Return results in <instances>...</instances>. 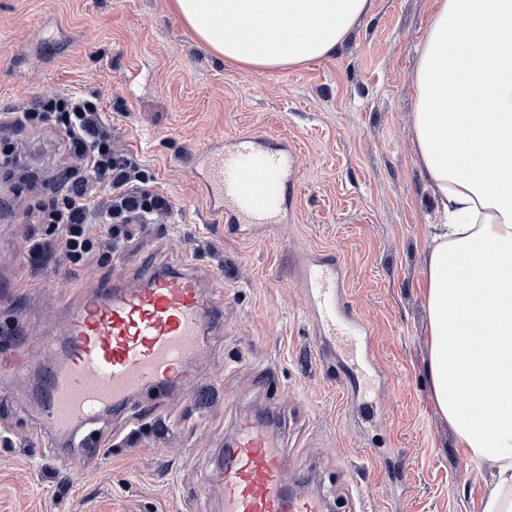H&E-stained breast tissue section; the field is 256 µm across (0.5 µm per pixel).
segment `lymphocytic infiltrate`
<instances>
[{
	"label": "lymphocytic infiltrate",
	"instance_id": "obj_1",
	"mask_svg": "<svg viewBox=\"0 0 512 512\" xmlns=\"http://www.w3.org/2000/svg\"><path fill=\"white\" fill-rule=\"evenodd\" d=\"M51 119L64 129L68 148L82 165L59 171L62 193L38 209L39 222L53 227L52 238L34 244L31 252L40 260L63 257L84 263L95 257L94 242L120 249L129 238V225L149 222L169 202L147 191L140 164L113 148L96 103L73 93L50 96L38 109L18 113L13 121L38 127ZM98 209L103 212L100 223H90L89 214Z\"/></svg>",
	"mask_w": 512,
	"mask_h": 512
}]
</instances>
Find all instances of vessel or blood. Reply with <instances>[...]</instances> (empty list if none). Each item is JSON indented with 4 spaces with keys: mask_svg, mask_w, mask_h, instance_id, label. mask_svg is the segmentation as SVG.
I'll return each instance as SVG.
<instances>
[{
    "mask_svg": "<svg viewBox=\"0 0 512 512\" xmlns=\"http://www.w3.org/2000/svg\"><path fill=\"white\" fill-rule=\"evenodd\" d=\"M191 166L210 213L228 228L270 229L287 221L298 180L296 147L287 138L219 139L193 152ZM297 284L319 341L345 350L338 364L352 396H359L364 378L383 381L371 353L373 329L349 301L343 261L319 252L299 266ZM216 329L195 274L152 268L97 285L57 329L67 353L44 388L53 429L83 443L99 420L124 410L143 390L183 388L191 363L210 352ZM216 483L224 512H327L322 495L289 490L282 449L247 420L224 443Z\"/></svg>",
    "mask_w": 512,
    "mask_h": 512,
    "instance_id": "1",
    "label": "vessel or blood"
}]
</instances>
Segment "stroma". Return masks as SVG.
<instances>
[{
    "mask_svg": "<svg viewBox=\"0 0 512 512\" xmlns=\"http://www.w3.org/2000/svg\"><path fill=\"white\" fill-rule=\"evenodd\" d=\"M435 0H373L328 59L257 72L198 43L170 0H0V512H224L213 478L240 420L284 449L292 486L329 512H482L484 472L437 414L426 377L424 228L436 200L418 162L412 114L418 49ZM97 102L114 147L167 197L134 228L115 266H45L49 239L27 210L50 202V174L77 165L63 132L8 125L45 97ZM288 137L299 147L294 220L268 232L213 221L188 153L216 137ZM345 262L354 309L372 322L387 373L367 417L313 348L296 285L307 251ZM159 265L211 287L222 324L186 389L149 390L75 449L46 425L39 389L63 355L44 349L83 288ZM88 467L83 483L71 461Z\"/></svg>",
    "mask_w": 512,
    "mask_h": 512,
    "instance_id": "35a3bbf8",
    "label": "stroma"
}]
</instances>
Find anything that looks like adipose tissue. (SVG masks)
Listing matches in <instances>:
<instances>
[{
  "mask_svg": "<svg viewBox=\"0 0 512 512\" xmlns=\"http://www.w3.org/2000/svg\"><path fill=\"white\" fill-rule=\"evenodd\" d=\"M194 38L252 70L333 55L372 0H172ZM416 149L437 208L424 268L427 373L512 512V0H437L414 72Z\"/></svg>",
  "mask_w": 512,
  "mask_h": 512,
  "instance_id": "obj_1",
  "label": "adipose tissue"
}]
</instances>
